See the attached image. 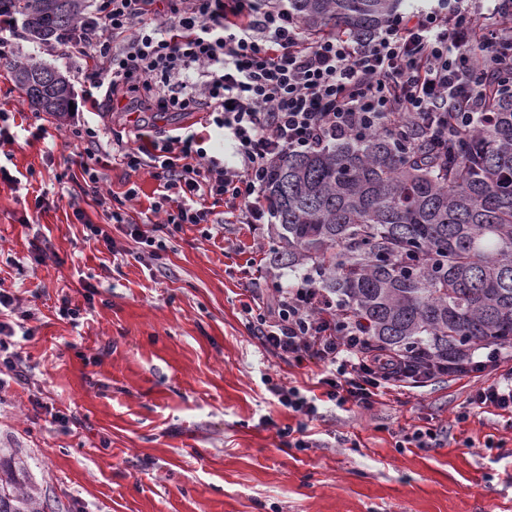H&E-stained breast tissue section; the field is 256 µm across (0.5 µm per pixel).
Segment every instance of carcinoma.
I'll return each mask as SVG.
<instances>
[{
  "mask_svg": "<svg viewBox=\"0 0 512 512\" xmlns=\"http://www.w3.org/2000/svg\"><path fill=\"white\" fill-rule=\"evenodd\" d=\"M400 0H288L310 31L362 40ZM29 32L48 40L71 28L83 0H20ZM29 103L62 116L67 78L34 86L49 67L17 61ZM493 113L460 142L424 159L387 133L288 153L265 185L277 248L273 264L308 271L317 287L361 319L390 352L431 350L450 362L483 346L512 348V91L488 89ZM25 472L0 461V512H34Z\"/></svg>",
  "mask_w": 512,
  "mask_h": 512,
  "instance_id": "1",
  "label": "carcinoma"
}]
</instances>
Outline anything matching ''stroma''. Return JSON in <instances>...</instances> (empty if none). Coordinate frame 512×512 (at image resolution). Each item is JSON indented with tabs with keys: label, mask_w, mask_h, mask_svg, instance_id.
Segmentation results:
<instances>
[{
	"label": "stroma",
	"mask_w": 512,
	"mask_h": 512,
	"mask_svg": "<svg viewBox=\"0 0 512 512\" xmlns=\"http://www.w3.org/2000/svg\"><path fill=\"white\" fill-rule=\"evenodd\" d=\"M40 44L27 33L0 53V113L16 123L0 164L21 179L0 181V288L31 310L34 330L13 338L30 373L0 391V456L27 467L38 512H512V434L504 447H485L498 419L470 407L477 378L443 375L369 410L328 405L310 425L311 447L282 443L278 429L297 418L266 392L264 375L305 391L322 368L280 360L246 326L249 288L296 279L272 265L267 225H184L161 274L125 230H112L114 255L86 241L74 217L79 209L107 221L74 179L88 159L74 121L136 147L141 130L196 129L202 113L142 112L123 101L74 118L40 111L10 61L59 70L74 94L84 88L82 60L38 54ZM36 126L46 139L29 138ZM97 158L102 191L136 189L129 215L142 222L158 180L105 151ZM35 239L55 261L30 260ZM65 296L82 310L77 323L56 314ZM57 411L79 426L54 421ZM414 425L441 434L429 448L397 447Z\"/></svg>",
	"instance_id": "obj_1"
}]
</instances>
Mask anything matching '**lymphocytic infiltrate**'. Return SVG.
Listing matches in <instances>:
<instances>
[{"label": "lymphocytic infiltrate", "mask_w": 512, "mask_h": 512, "mask_svg": "<svg viewBox=\"0 0 512 512\" xmlns=\"http://www.w3.org/2000/svg\"><path fill=\"white\" fill-rule=\"evenodd\" d=\"M97 0L91 12L60 35L55 47L81 58L90 86L84 101L98 108L106 96L137 94L160 112H201L202 131L160 135L149 147L117 145L112 157L130 170L149 168L176 210L152 208L153 219L131 223L125 206L137 192L113 197L107 218L129 227L141 248L162 260L165 237L186 224L210 223L223 203L228 224H266L264 188L280 157L303 153L351 135L419 129L430 146L446 148L486 112L472 102L486 90L481 71L512 74V26L491 24L495 8L476 13L468 0H429L392 18L357 41L337 34L307 37L278 0ZM233 145V163L208 155L212 132ZM244 310L266 350L294 364H320L321 395L266 378L267 391L296 414L281 429L290 446L308 447L310 423L321 405L368 408L391 391L422 387L448 372L446 362L372 349L364 324L336 298L300 278L276 288L273 298L251 289ZM30 311L0 289V389L27 380L15 351L14 322ZM500 353L463 364L461 377H489L470 396L474 408L502 417L512 430V372L499 373Z\"/></svg>", "instance_id": "lymphocytic-infiltrate-1"}]
</instances>
